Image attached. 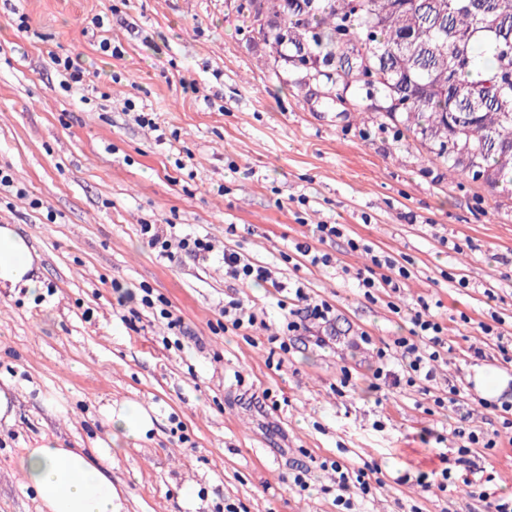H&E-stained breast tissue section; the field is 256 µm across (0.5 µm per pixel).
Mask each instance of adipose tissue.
I'll use <instances>...</instances> for the list:
<instances>
[{
  "mask_svg": "<svg viewBox=\"0 0 512 512\" xmlns=\"http://www.w3.org/2000/svg\"><path fill=\"white\" fill-rule=\"evenodd\" d=\"M34 262L27 239L10 226H0V288L40 289ZM115 455L109 447L66 448L59 439L46 437L24 450L18 466L39 512H121L120 493L112 483Z\"/></svg>",
  "mask_w": 512,
  "mask_h": 512,
  "instance_id": "ef3b65f1",
  "label": "adipose tissue"
}]
</instances>
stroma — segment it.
<instances>
[{
    "label": "stroma",
    "instance_id": "35a3bbf8",
    "mask_svg": "<svg viewBox=\"0 0 512 512\" xmlns=\"http://www.w3.org/2000/svg\"><path fill=\"white\" fill-rule=\"evenodd\" d=\"M240 3L0 0V169L30 196L0 187V225L33 246L42 283L36 292L0 288V386H12L15 406L12 423L0 422V512H37L18 467L23 449L44 436L93 447L109 431L104 406L125 401L153 420L142 439L115 442L112 482L127 512H184L187 483L196 512L228 503L237 512H336L326 492L335 474L313 468L318 457L381 467L383 484L356 512L476 506L462 491L397 480L440 467L457 445L453 411L427 414L413 393L376 404L362 380L336 391L341 366L362 376L373 362L351 346L358 329L404 336L408 323L360 298L342 268L297 266L283 255L311 241L314 225L336 222L410 260L404 303L441 302L453 345L435 385L459 386L480 425L494 414L478 402L477 371L503 375L498 398L512 401V367L480 330L497 316L512 334V202L450 180L411 134L369 112L364 90L286 65L254 39ZM97 14L100 29L91 23ZM104 39L119 57L99 50ZM54 54L80 58L85 81L58 71ZM130 105L154 113L165 141L134 122ZM144 224L208 237L213 251L168 262L148 247ZM229 244L333 301L336 341L273 353L268 339L282 312L264 286L225 276ZM450 272L469 287L449 286ZM145 286L189 335L174 337L142 306ZM233 298L258 315L250 337L220 326ZM472 347L486 360L472 362ZM267 387L279 409L250 406L251 393ZM300 465L311 470L308 498L288 488ZM466 476L490 498L512 495V455H472Z\"/></svg>",
    "mask_w": 512,
    "mask_h": 512
}]
</instances>
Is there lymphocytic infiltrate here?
I'll return each mask as SVG.
<instances>
[{"instance_id":"1","label":"lymphocytic infiltrate","mask_w":512,"mask_h":512,"mask_svg":"<svg viewBox=\"0 0 512 512\" xmlns=\"http://www.w3.org/2000/svg\"><path fill=\"white\" fill-rule=\"evenodd\" d=\"M141 234L148 246L161 258L176 261L189 256L195 259L206 257L212 250L207 237L195 234L178 235L167 224H145ZM318 242L344 240L348 252H361L370 257V263L356 274L357 286L367 301H375L378 294L393 296L400 293L404 283L411 276L410 268L375 249L368 240L348 232L342 224H320L316 227ZM293 306L283 314L282 332L279 336V349L290 353L294 337L311 335L313 329H321V336H314L317 347L323 348L331 341L329 329L336 319V308L328 300L311 297L304 285H295ZM411 328L408 335L395 337L392 343L376 344L373 336L362 331L353 339L354 347L375 346L377 364L373 369L368 387L379 392L386 388L414 390L425 395L430 409L454 408L458 424L453 433L458 446L453 456L442 457L441 468L418 473L420 483L436 485L441 491L457 488L463 477L459 466L468 463L471 454L483 452L492 454L500 448L499 432L512 429V403L508 401L490 403L496 418L490 427L474 425L470 422V412L460 400V391L449 386L447 392L433 393L431 384L436 378V365L443 361L445 353L451 351L448 328L441 314L432 311L427 301H419L417 308L408 312ZM320 468L330 469L336 475L333 502L338 512H352L354 501L368 497L381 483L373 467H359L328 458L321 459Z\"/></svg>"}]
</instances>
